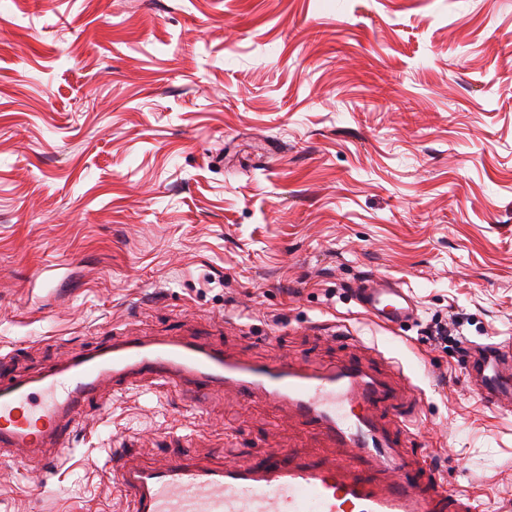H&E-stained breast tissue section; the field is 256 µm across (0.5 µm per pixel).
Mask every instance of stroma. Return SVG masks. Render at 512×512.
Segmentation results:
<instances>
[{
	"instance_id": "1",
	"label": "stroma",
	"mask_w": 512,
	"mask_h": 512,
	"mask_svg": "<svg viewBox=\"0 0 512 512\" xmlns=\"http://www.w3.org/2000/svg\"><path fill=\"white\" fill-rule=\"evenodd\" d=\"M374 276L414 319L363 313ZM114 326L259 360L376 347L446 486L512 512V412L461 359L512 341V0H0V353L32 375ZM112 448L342 454L259 399L136 388L58 468L0 457V512H127Z\"/></svg>"
}]
</instances>
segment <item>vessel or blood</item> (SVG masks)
<instances>
[{
    "label": "vessel or blood",
    "instance_id": "obj_1",
    "mask_svg": "<svg viewBox=\"0 0 512 512\" xmlns=\"http://www.w3.org/2000/svg\"><path fill=\"white\" fill-rule=\"evenodd\" d=\"M356 301L385 324L416 311L408 289L378 277L358 289ZM462 359L484 405L511 410L512 346L469 343ZM376 360V348L367 346L326 366L260 363L200 338L118 330L34 376L11 373L0 359V451L47 470L59 461L55 449L78 432L80 414L106 396L147 386L200 398L225 391L265 400L343 456L316 464L267 450L252 462L224 465L187 453L148 466L114 452L108 472L130 512H478L474 497L444 485L426 454L408 453L415 397L401 389L397 365Z\"/></svg>",
    "mask_w": 512,
    "mask_h": 512
}]
</instances>
